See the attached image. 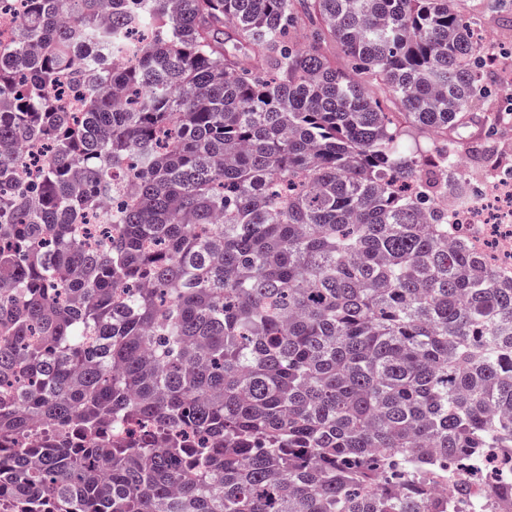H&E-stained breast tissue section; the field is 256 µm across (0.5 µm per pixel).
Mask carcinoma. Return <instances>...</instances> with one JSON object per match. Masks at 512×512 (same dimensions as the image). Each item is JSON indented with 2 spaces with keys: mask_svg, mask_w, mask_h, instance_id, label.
<instances>
[{
  "mask_svg": "<svg viewBox=\"0 0 512 512\" xmlns=\"http://www.w3.org/2000/svg\"><path fill=\"white\" fill-rule=\"evenodd\" d=\"M15 28L0 512H458L434 479L512 453V278L448 241L466 183L409 143L484 125L456 0H22Z\"/></svg>",
  "mask_w": 512,
  "mask_h": 512,
  "instance_id": "1",
  "label": "carcinoma"
}]
</instances>
